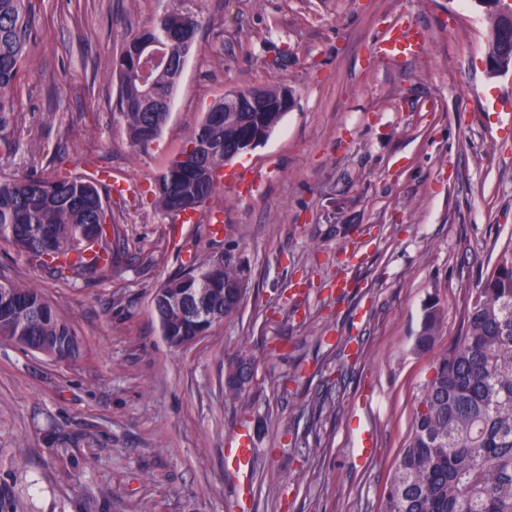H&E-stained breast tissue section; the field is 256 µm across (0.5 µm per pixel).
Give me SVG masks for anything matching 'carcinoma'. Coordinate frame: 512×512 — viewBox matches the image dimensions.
Listing matches in <instances>:
<instances>
[{"label": "carcinoma", "instance_id": "obj_1", "mask_svg": "<svg viewBox=\"0 0 512 512\" xmlns=\"http://www.w3.org/2000/svg\"><path fill=\"white\" fill-rule=\"evenodd\" d=\"M186 16L198 19L192 12H172L137 30L114 62L115 108L134 148H148L170 113L143 108V88L126 76L132 50L143 42L175 40L172 63L152 73L154 88L173 100L177 67L191 51L179 45L187 34L177 20ZM33 23L31 0H0V129L13 112ZM252 109L256 127L280 118L263 101ZM245 137L237 113L208 111L185 145L214 147L207 163L219 169L224 159L236 156ZM217 189L211 178L182 169L173 159L153 193L163 211L179 216L194 214L180 208L182 203L194 200L201 207ZM0 246L65 282L107 278L126 253L119 225L112 223L108 184L72 171L0 178ZM243 284V269L222 258L190 264L160 287L170 309L160 323L162 336L177 348L213 327L206 313H180L187 292L222 305L231 316ZM441 325V309L433 303L425 309L415 348L431 350ZM0 338L57 359L73 356L78 347L73 329L37 288L9 279L0 281ZM380 512H512V240L475 290L456 343L433 361Z\"/></svg>", "mask_w": 512, "mask_h": 512}]
</instances>
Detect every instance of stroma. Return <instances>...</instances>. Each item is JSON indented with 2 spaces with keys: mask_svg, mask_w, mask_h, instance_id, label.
<instances>
[{
  "mask_svg": "<svg viewBox=\"0 0 512 512\" xmlns=\"http://www.w3.org/2000/svg\"><path fill=\"white\" fill-rule=\"evenodd\" d=\"M37 36L0 130V172L109 175L128 260L69 284L0 249L74 329L55 359L0 338V492L18 512H240L224 439L250 425L252 512H379L435 354L512 240V73L491 77L477 0H33ZM201 28L161 136L113 110L125 36L172 11ZM408 21L425 53L372 52ZM285 86L269 137L225 163L193 222L154 181L225 91ZM230 257L239 311L174 349L152 310L191 261ZM443 312L428 352L424 309ZM250 385L224 393L229 359ZM374 452L361 459L364 433ZM244 364H248L253 367L252 362L250 359L244 357V356H236L235 358L231 359L228 362L227 370L225 372V382H224V388L225 393L229 397H235L239 395L245 388L235 387L234 385H241L248 382L249 378L252 379V374H249L247 369L243 368V371L239 373L237 370L234 374L233 384L234 385H228L227 384V376L229 373H231L235 367H241Z\"/></svg>",
  "mask_w": 512,
  "mask_h": 512,
  "instance_id": "35a3bbf8",
  "label": "stroma"
}]
</instances>
